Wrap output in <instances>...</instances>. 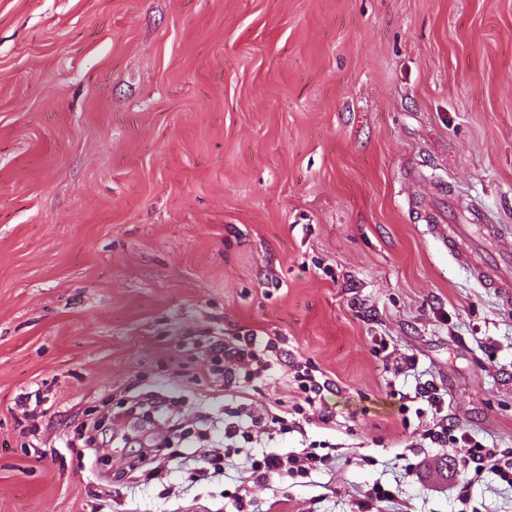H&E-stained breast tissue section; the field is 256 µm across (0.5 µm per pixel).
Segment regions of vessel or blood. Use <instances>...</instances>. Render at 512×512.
<instances>
[{
  "label": "vessel or blood",
  "mask_w": 512,
  "mask_h": 512,
  "mask_svg": "<svg viewBox=\"0 0 512 512\" xmlns=\"http://www.w3.org/2000/svg\"><path fill=\"white\" fill-rule=\"evenodd\" d=\"M424 219L449 256L466 267L479 284L497 289L503 297L512 296V250L500 246L504 225L487 223L481 213L472 210L461 224L446 223L436 211L426 213Z\"/></svg>",
  "instance_id": "1"
}]
</instances>
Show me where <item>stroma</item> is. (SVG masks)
<instances>
[{
  "mask_svg": "<svg viewBox=\"0 0 512 512\" xmlns=\"http://www.w3.org/2000/svg\"><path fill=\"white\" fill-rule=\"evenodd\" d=\"M451 199L512 227V0H0V512H512L397 399L433 381L512 448V304L420 218ZM251 333L330 380L329 422L208 480L145 478L154 425L86 443L134 396L182 397L205 451L225 407L293 402L285 365L205 372ZM310 446L327 469L249 479Z\"/></svg>",
  "mask_w": 512,
  "mask_h": 512,
  "instance_id": "stroma-1",
  "label": "stroma"
}]
</instances>
